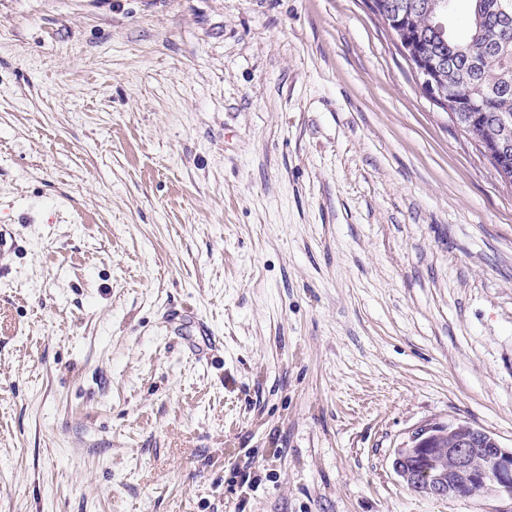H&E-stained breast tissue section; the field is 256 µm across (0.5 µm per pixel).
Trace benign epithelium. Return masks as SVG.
Returning a JSON list of instances; mask_svg holds the SVG:
<instances>
[{
  "instance_id": "benign-epithelium-1",
  "label": "benign epithelium",
  "mask_w": 512,
  "mask_h": 512,
  "mask_svg": "<svg viewBox=\"0 0 512 512\" xmlns=\"http://www.w3.org/2000/svg\"><path fill=\"white\" fill-rule=\"evenodd\" d=\"M392 25L403 52L411 50L401 11L394 14ZM415 70L426 95L444 106L454 122L463 121L465 97L440 84L432 66L419 60ZM392 468L407 488L428 496L466 498L491 491L512 498V446L467 423L419 427L405 447L396 449Z\"/></svg>"
}]
</instances>
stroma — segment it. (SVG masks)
I'll list each match as a JSON object with an SVG mask.
<instances>
[{
  "mask_svg": "<svg viewBox=\"0 0 512 512\" xmlns=\"http://www.w3.org/2000/svg\"><path fill=\"white\" fill-rule=\"evenodd\" d=\"M0 512H512V186L366 0H0ZM392 468L407 488L428 496L466 498L491 491L512 499V446L467 423L419 427L396 449Z\"/></svg>",
  "mask_w": 512,
  "mask_h": 512,
  "instance_id": "obj_1",
  "label": "stroma"
}]
</instances>
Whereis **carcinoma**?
<instances>
[{
	"instance_id": "1",
	"label": "carcinoma",
	"mask_w": 512,
	"mask_h": 512,
	"mask_svg": "<svg viewBox=\"0 0 512 512\" xmlns=\"http://www.w3.org/2000/svg\"><path fill=\"white\" fill-rule=\"evenodd\" d=\"M465 32L461 35H440L434 30L438 0H379V16L398 5L406 10V25L416 44L419 57L430 63L448 65L449 83L462 88L473 98V123L461 128L476 141L505 138L512 143V125L502 128V116L512 118V88L499 90L503 80L512 81V19L505 21L500 14L504 0H467ZM491 45L494 50L470 57L476 48Z\"/></svg>"
}]
</instances>
